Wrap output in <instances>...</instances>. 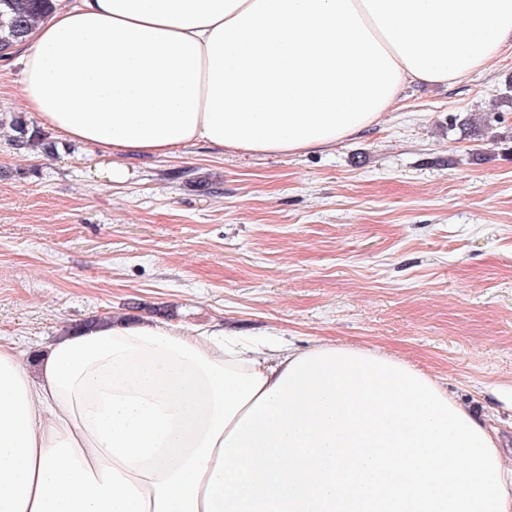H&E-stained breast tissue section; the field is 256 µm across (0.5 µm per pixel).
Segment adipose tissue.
I'll return each mask as SVG.
<instances>
[{
  "label": "adipose tissue",
  "mask_w": 512,
  "mask_h": 512,
  "mask_svg": "<svg viewBox=\"0 0 512 512\" xmlns=\"http://www.w3.org/2000/svg\"><path fill=\"white\" fill-rule=\"evenodd\" d=\"M512 41V0H60L21 106L103 154H265L362 132ZM0 512H512V465L429 375L120 316L0 343Z\"/></svg>",
  "instance_id": "ef3b65f1"
}]
</instances>
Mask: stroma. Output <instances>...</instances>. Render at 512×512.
<instances>
[{
  "label": "stroma",
  "mask_w": 512,
  "mask_h": 512,
  "mask_svg": "<svg viewBox=\"0 0 512 512\" xmlns=\"http://www.w3.org/2000/svg\"><path fill=\"white\" fill-rule=\"evenodd\" d=\"M509 82L511 48L454 83L406 84L334 144L125 155L120 183L87 146L18 150L0 128V339L32 366L111 315L362 346L432 376L512 462ZM492 110V127H448Z\"/></svg>",
  "instance_id": "obj_1"
}]
</instances>
